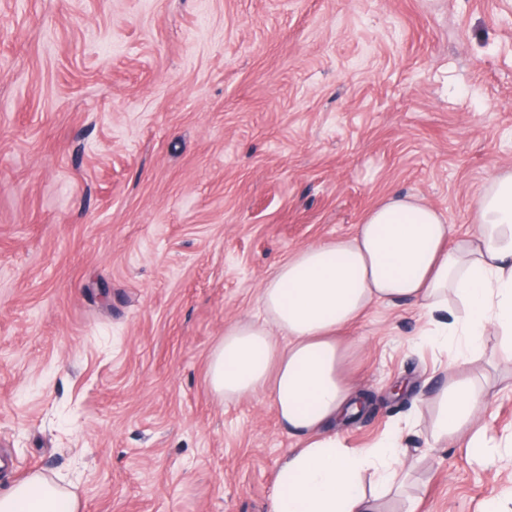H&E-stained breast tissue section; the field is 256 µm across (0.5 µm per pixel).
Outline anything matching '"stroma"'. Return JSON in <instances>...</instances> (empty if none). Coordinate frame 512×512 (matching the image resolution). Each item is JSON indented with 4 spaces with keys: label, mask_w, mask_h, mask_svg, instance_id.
Listing matches in <instances>:
<instances>
[{
    "label": "stroma",
    "mask_w": 512,
    "mask_h": 512,
    "mask_svg": "<svg viewBox=\"0 0 512 512\" xmlns=\"http://www.w3.org/2000/svg\"><path fill=\"white\" fill-rule=\"evenodd\" d=\"M512 168V0H0V482L42 470L80 512H265L295 440L222 404L209 355L298 248L385 196L453 231ZM417 310L351 330L370 395L339 436L398 435L383 512H496L512 360L484 338V457L408 420L450 350Z\"/></svg>",
    "instance_id": "1"
}]
</instances>
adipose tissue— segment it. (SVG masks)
Here are the masks:
<instances>
[{
  "mask_svg": "<svg viewBox=\"0 0 512 512\" xmlns=\"http://www.w3.org/2000/svg\"><path fill=\"white\" fill-rule=\"evenodd\" d=\"M382 303L414 306L427 324L421 338L455 347L431 399L432 433L484 455L488 392L466 370L491 330L512 358V170L491 179L473 226L458 235L419 198H384L349 236L301 247L278 265L259 291L261 319L225 328L209 356L213 396L268 398L297 441L266 512H377L404 481L394 438L348 448L332 432L362 402L349 371L360 344L344 334ZM0 512H78V503L35 472L0 489Z\"/></svg>",
  "mask_w": 512,
  "mask_h": 512,
  "instance_id": "obj_1",
  "label": "adipose tissue"
}]
</instances>
